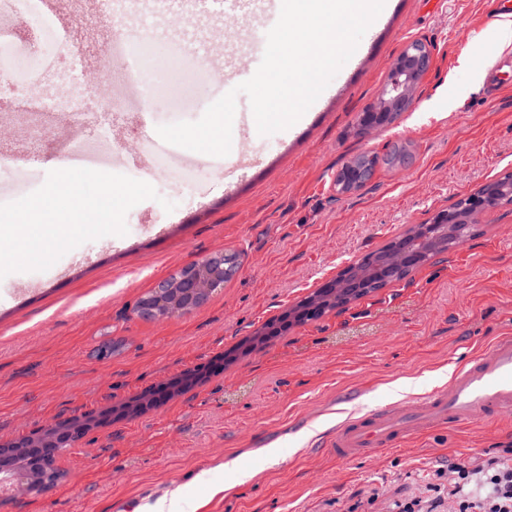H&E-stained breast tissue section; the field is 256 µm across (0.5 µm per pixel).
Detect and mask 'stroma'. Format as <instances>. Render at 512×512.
I'll use <instances>...</instances> for the list:
<instances>
[{
    "mask_svg": "<svg viewBox=\"0 0 512 512\" xmlns=\"http://www.w3.org/2000/svg\"><path fill=\"white\" fill-rule=\"evenodd\" d=\"M43 9L82 51L78 70L56 60L45 84L60 91L82 77L85 111H101L125 83L104 52L111 33L96 0H44ZM149 19L162 30L150 42L155 64L179 40L197 59L194 109L172 114L161 100L144 115L113 108L107 170L151 184L159 200L129 211L126 235L84 243L46 271L0 279V443L58 423L85 429L58 451L54 486L0 496V512H133L177 486L182 496L170 512L189 501L199 512H347L358 501L383 512L419 494L437 468L512 445V419L420 432L376 457L337 458L328 430L305 444L297 438L314 422L341 424L392 405L387 386L396 380H412L416 397L432 393L443 386L434 371L456 370L512 333V204L486 208L476 236L446 260L262 348L243 345L323 279L512 172V43L484 38L488 0H390L360 55L293 131L263 136L236 125L233 134L251 139L250 158L223 164L198 153L165 168L146 150L157 126L198 120L221 95L214 71L241 83L238 70L224 67L223 43L225 29L245 20L170 0H158ZM415 40L432 63L411 107L362 132L360 115ZM11 84L0 68V204L37 190L97 135ZM39 128L47 137L34 154ZM397 149L404 161L388 166ZM364 154L379 158L373 179L338 192L337 172ZM220 251L239 253L241 265L206 303L139 317L157 282ZM200 367L208 373L193 386L137 415L120 413ZM99 413L108 423H88ZM273 445L279 459L269 464L260 451ZM254 469L259 478L236 484V471ZM202 470L207 482H193Z\"/></svg>",
    "mask_w": 512,
    "mask_h": 512,
    "instance_id": "1",
    "label": "stroma"
}]
</instances>
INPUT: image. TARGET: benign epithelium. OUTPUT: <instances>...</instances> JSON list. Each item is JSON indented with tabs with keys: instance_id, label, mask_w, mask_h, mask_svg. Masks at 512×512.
<instances>
[{
	"instance_id": "1",
	"label": "benign epithelium",
	"mask_w": 512,
	"mask_h": 512,
	"mask_svg": "<svg viewBox=\"0 0 512 512\" xmlns=\"http://www.w3.org/2000/svg\"><path fill=\"white\" fill-rule=\"evenodd\" d=\"M431 65V54L426 47L409 44L393 63L389 78L382 92L381 104L372 110L361 129L370 132L377 126L391 121L394 113L404 112L411 102L416 81ZM375 168L357 159L348 162L338 173L337 179L353 188L363 186L374 175ZM441 223L424 225V236L412 239L399 235L395 239L393 260L417 269L441 255V252L425 247L436 238L446 235L456 224L468 223L471 218L454 210L440 214ZM235 261L227 253H217L199 263L184 268L179 279L159 281L138 304V314L144 319H156L178 312L193 310L210 298L215 288L224 285V275L233 270ZM83 429L69 424L52 425L31 435L0 444V474L12 473L18 449L25 448L32 466L55 463L57 450L75 443Z\"/></svg>"
}]
</instances>
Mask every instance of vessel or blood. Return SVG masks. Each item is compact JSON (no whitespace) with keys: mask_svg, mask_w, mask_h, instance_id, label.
I'll list each match as a JSON object with an SVG mask.
<instances>
[{"mask_svg":"<svg viewBox=\"0 0 512 512\" xmlns=\"http://www.w3.org/2000/svg\"><path fill=\"white\" fill-rule=\"evenodd\" d=\"M224 12L248 18L225 44L229 54L262 48L277 19L275 0H224ZM512 416V336H501L457 369L447 386L409 404L386 406L349 420L333 433L339 458L376 455L399 446L411 434L462 425L478 417Z\"/></svg>","mask_w":512,"mask_h":512,"instance_id":"obj_1","label":"vessel or blood"}]
</instances>
